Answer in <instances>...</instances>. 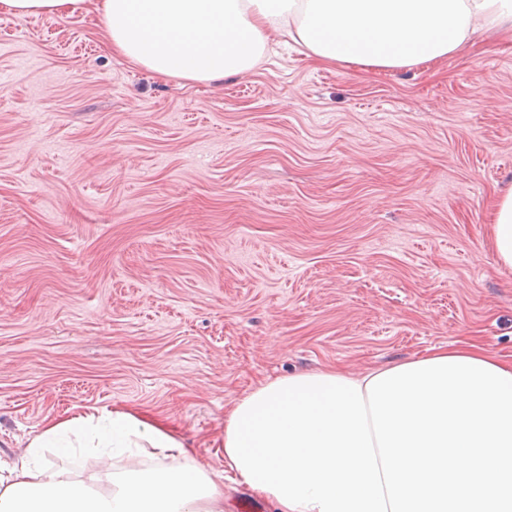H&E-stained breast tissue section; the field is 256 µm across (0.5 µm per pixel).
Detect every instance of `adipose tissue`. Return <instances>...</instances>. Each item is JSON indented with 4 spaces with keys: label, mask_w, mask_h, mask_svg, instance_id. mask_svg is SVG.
Returning <instances> with one entry per match:
<instances>
[{
    "label": "adipose tissue",
    "mask_w": 512,
    "mask_h": 512,
    "mask_svg": "<svg viewBox=\"0 0 512 512\" xmlns=\"http://www.w3.org/2000/svg\"><path fill=\"white\" fill-rule=\"evenodd\" d=\"M87 3L0 0V11L71 16ZM96 9L115 54L200 82L248 72L280 44L401 70L477 39L512 41V0H97ZM492 233L511 270L512 189ZM379 373L328 367L259 382L225 411L213 465L123 406L45 419L18 454L0 452V512H224L228 471L275 512H391L366 389Z\"/></svg>",
    "instance_id": "1"
}]
</instances>
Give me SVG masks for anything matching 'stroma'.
<instances>
[{
    "instance_id": "stroma-1",
    "label": "stroma",
    "mask_w": 512,
    "mask_h": 512,
    "mask_svg": "<svg viewBox=\"0 0 512 512\" xmlns=\"http://www.w3.org/2000/svg\"><path fill=\"white\" fill-rule=\"evenodd\" d=\"M510 187L512 43L213 83L113 54L96 13L0 12V450L119 405L211 463L260 381L512 357ZM494 253L498 264L512 269V189L500 195L492 225Z\"/></svg>"
}]
</instances>
